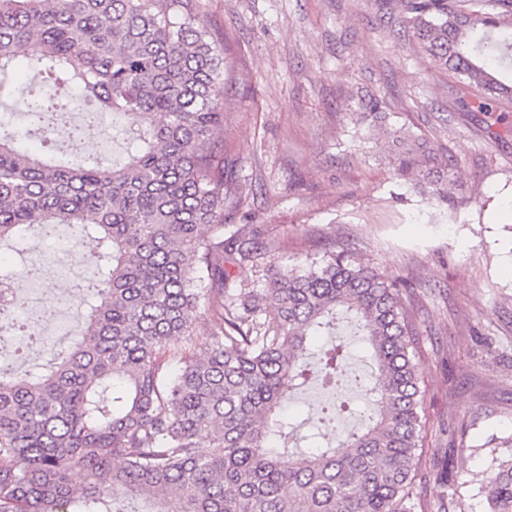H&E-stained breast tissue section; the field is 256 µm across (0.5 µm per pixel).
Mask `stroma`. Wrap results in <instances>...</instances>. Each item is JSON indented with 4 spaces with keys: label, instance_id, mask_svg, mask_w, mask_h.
I'll list each match as a JSON object with an SVG mask.
<instances>
[{
    "label": "stroma",
    "instance_id": "stroma-1",
    "mask_svg": "<svg viewBox=\"0 0 512 512\" xmlns=\"http://www.w3.org/2000/svg\"><path fill=\"white\" fill-rule=\"evenodd\" d=\"M224 35L226 174L247 197L230 227L250 225L269 258L300 265L343 249L401 284L417 334L426 441L423 512H485V486L512 458V100L439 70L383 0H199ZM379 100L384 122L360 118ZM426 140L448 201L396 170L392 139ZM42 270L25 307L37 359L78 330L92 257L72 241L31 243ZM448 472L438 486V468Z\"/></svg>",
    "mask_w": 512,
    "mask_h": 512
}]
</instances>
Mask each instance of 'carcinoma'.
Masks as SVG:
<instances>
[{
    "label": "carcinoma",
    "mask_w": 512,
    "mask_h": 512,
    "mask_svg": "<svg viewBox=\"0 0 512 512\" xmlns=\"http://www.w3.org/2000/svg\"><path fill=\"white\" fill-rule=\"evenodd\" d=\"M438 68L491 112L512 97V0H397ZM18 67L35 86L11 80ZM224 39L197 0H0V249L67 226L96 271L80 335L54 362L17 375L0 365V512H416L425 408L416 338L397 282L347 252L277 267L245 229L224 180ZM96 104L70 121L62 92ZM58 132L77 143L109 114L127 143L112 164L19 147ZM394 146L398 170L430 171L434 149ZM263 272L231 285L225 265ZM28 269L0 266V336L39 341L15 317ZM354 322L372 370L371 406L352 433L338 417L348 363L338 326ZM210 327L204 354L188 349ZM334 336L317 361L310 343ZM336 399L326 447L295 452L282 406L309 381ZM209 440V450L200 448ZM80 483H73L74 476ZM487 512H512V459L486 490Z\"/></svg>",
    "instance_id": "obj_1"
}]
</instances>
